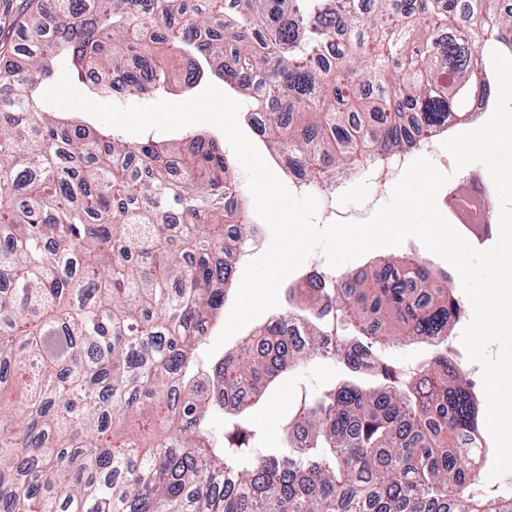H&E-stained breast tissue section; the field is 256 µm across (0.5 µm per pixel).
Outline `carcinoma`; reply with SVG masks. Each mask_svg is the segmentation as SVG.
Here are the masks:
<instances>
[{
	"instance_id": "obj_1",
	"label": "carcinoma",
	"mask_w": 512,
	"mask_h": 512,
	"mask_svg": "<svg viewBox=\"0 0 512 512\" xmlns=\"http://www.w3.org/2000/svg\"><path fill=\"white\" fill-rule=\"evenodd\" d=\"M0 64V512H512L480 494V401L449 346L462 314L417 252L252 328L205 360L255 230L214 138L190 149L53 117L60 65L95 93L216 78L294 177L443 135L512 54L503 0H54ZM432 346L413 367L396 344ZM349 371L259 448L253 411L298 366ZM367 373L370 380L362 379Z\"/></svg>"
}]
</instances>
